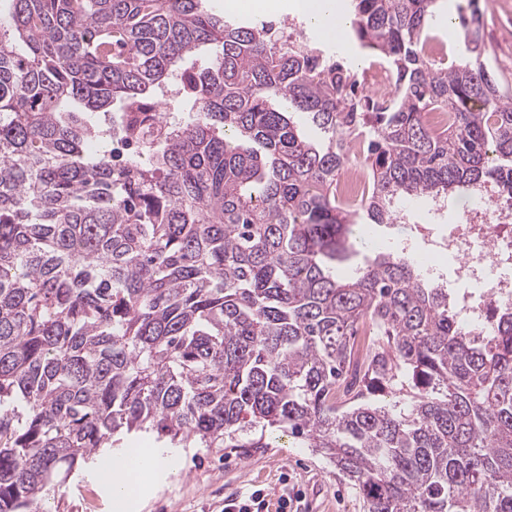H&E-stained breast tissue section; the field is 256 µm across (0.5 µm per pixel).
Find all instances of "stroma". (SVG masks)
Segmentation results:
<instances>
[{
  "label": "stroma",
  "instance_id": "1",
  "mask_svg": "<svg viewBox=\"0 0 512 512\" xmlns=\"http://www.w3.org/2000/svg\"><path fill=\"white\" fill-rule=\"evenodd\" d=\"M482 37L490 65L512 82V0H482ZM410 232L409 225L380 229L353 228V254L338 263V273L352 274L372 256L375 246L394 249ZM148 455L171 463L144 484L134 512H224L227 500L262 489L269 497L289 494L293 512H367L362 497L319 452L296 447L292 438H277L271 448H167L144 437ZM48 512H114L105 487L79 472L52 488Z\"/></svg>",
  "mask_w": 512,
  "mask_h": 512
}]
</instances>
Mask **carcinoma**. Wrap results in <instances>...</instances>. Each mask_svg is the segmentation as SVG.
<instances>
[{"instance_id": "carcinoma-1", "label": "carcinoma", "mask_w": 512, "mask_h": 512, "mask_svg": "<svg viewBox=\"0 0 512 512\" xmlns=\"http://www.w3.org/2000/svg\"><path fill=\"white\" fill-rule=\"evenodd\" d=\"M353 2L387 105L209 0H0V512H41L125 440L271 447L258 426L323 454L367 512H512V307L490 297L465 325L386 250L333 274L396 200L490 182L512 199V98L479 0L446 66L425 52L436 0ZM178 71L191 112L162 130ZM116 104L137 141L119 164L91 147ZM357 140L369 178L346 206Z\"/></svg>"}]
</instances>
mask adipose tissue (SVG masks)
<instances>
[{"instance_id":"ef3b65f1","label":"adipose tissue","mask_w":512,"mask_h":512,"mask_svg":"<svg viewBox=\"0 0 512 512\" xmlns=\"http://www.w3.org/2000/svg\"><path fill=\"white\" fill-rule=\"evenodd\" d=\"M290 4L300 8L307 21L320 28L327 39L339 45L345 43L349 22L337 0H224V9L228 12L249 9L277 13Z\"/></svg>"}]
</instances>
